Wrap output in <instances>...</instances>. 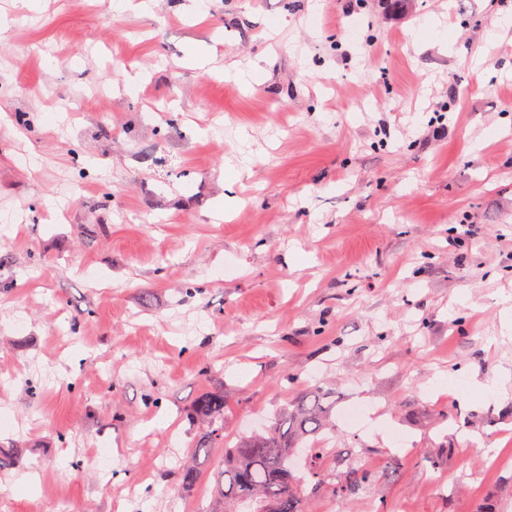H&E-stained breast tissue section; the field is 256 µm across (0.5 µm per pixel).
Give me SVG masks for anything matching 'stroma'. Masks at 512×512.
<instances>
[{"instance_id":"1","label":"stroma","mask_w":512,"mask_h":512,"mask_svg":"<svg viewBox=\"0 0 512 512\" xmlns=\"http://www.w3.org/2000/svg\"><path fill=\"white\" fill-rule=\"evenodd\" d=\"M1 12L0 512H210L206 391L233 439L327 394L330 471L397 461L307 512H512V0Z\"/></svg>"}]
</instances>
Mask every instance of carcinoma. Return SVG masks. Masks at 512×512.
<instances>
[{
  "instance_id": "carcinoma-1",
  "label": "carcinoma",
  "mask_w": 512,
  "mask_h": 512,
  "mask_svg": "<svg viewBox=\"0 0 512 512\" xmlns=\"http://www.w3.org/2000/svg\"><path fill=\"white\" fill-rule=\"evenodd\" d=\"M193 414L209 418L213 424L208 433L210 443L196 445L182 470L185 488L192 487L198 478L200 456L208 455L209 448L216 444L224 445V469L216 490L219 507L212 512H305L303 502L309 483L332 480L333 492L345 497L395 473L393 468L374 472L360 462L341 474L326 470L323 463L335 450L316 442L304 444L325 427V407L312 395L268 422L263 433L235 443L224 439V425L214 423L224 414V394L202 393Z\"/></svg>"
}]
</instances>
